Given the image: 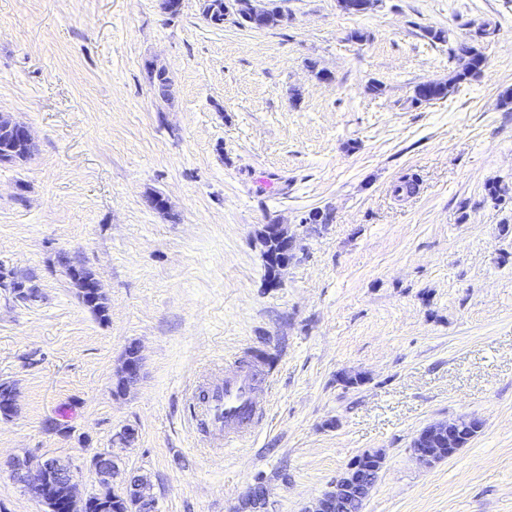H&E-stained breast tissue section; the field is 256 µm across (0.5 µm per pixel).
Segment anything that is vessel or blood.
I'll return each instance as SVG.
<instances>
[{"mask_svg":"<svg viewBox=\"0 0 512 512\" xmlns=\"http://www.w3.org/2000/svg\"><path fill=\"white\" fill-rule=\"evenodd\" d=\"M259 365H246L214 386L189 409L212 449L237 448L249 439L261 422L265 406L255 394L261 377Z\"/></svg>","mask_w":512,"mask_h":512,"instance_id":"vessel-or-blood-1","label":"vessel or blood"}]
</instances>
